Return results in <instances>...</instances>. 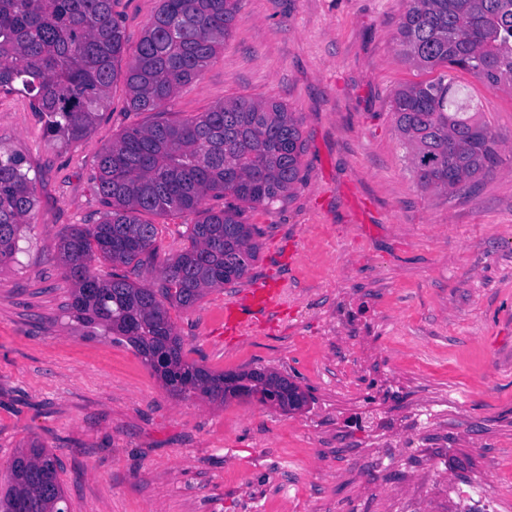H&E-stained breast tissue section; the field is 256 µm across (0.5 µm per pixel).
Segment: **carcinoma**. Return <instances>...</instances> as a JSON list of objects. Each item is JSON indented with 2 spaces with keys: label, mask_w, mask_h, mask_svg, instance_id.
<instances>
[{
  "label": "carcinoma",
  "mask_w": 512,
  "mask_h": 512,
  "mask_svg": "<svg viewBox=\"0 0 512 512\" xmlns=\"http://www.w3.org/2000/svg\"><path fill=\"white\" fill-rule=\"evenodd\" d=\"M116 0H0V91L19 88L53 138L89 136L109 103L123 54ZM240 0H160L124 77L128 107L161 112L202 75L223 46ZM400 52L414 67L471 73L487 88L512 89V0H408ZM412 170L448 196L495 173L499 140L473 100L448 75L396 88L390 100ZM304 150L297 119L276 101L234 98L183 121L127 128L99 155L95 175L105 207L95 224L74 226L58 261L73 291V316L125 340L176 396H275L284 411L306 404L299 386L273 369L212 372L183 359L169 308H188L213 288L243 278L260 244L242 206L270 204L300 181ZM23 157L0 150V264L13 259L36 197ZM225 199L224 208H205ZM195 211L189 244L160 268L163 286L138 284L136 269L156 254L157 227L145 214ZM112 265L103 279L95 263ZM54 457L33 444L14 459L0 512H65Z\"/></svg>",
  "instance_id": "carcinoma-1"
}]
</instances>
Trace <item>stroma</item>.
Segmentation results:
<instances>
[{"instance_id":"1","label":"stroma","mask_w":512,"mask_h":512,"mask_svg":"<svg viewBox=\"0 0 512 512\" xmlns=\"http://www.w3.org/2000/svg\"><path fill=\"white\" fill-rule=\"evenodd\" d=\"M160 0H116L125 71ZM407 0H241L202 76L165 106L180 121L232 98L283 103L298 120L300 181L245 208L261 249L242 279L169 314L185 361L271 368L307 396L286 412L255 398L169 393L133 347L78 322L58 244L103 206L94 176L112 136L148 125L116 81L92 134L59 145L20 92H0V146L24 159L37 206L0 267V482L37 440L57 459L68 512H440L462 490L512 512V92L449 70L501 140L469 193L423 188L390 111L428 80L396 35ZM196 213L149 215L158 285ZM280 305L226 338L224 306L258 280ZM393 418L433 411L418 442L355 424L360 402Z\"/></svg>"}]
</instances>
